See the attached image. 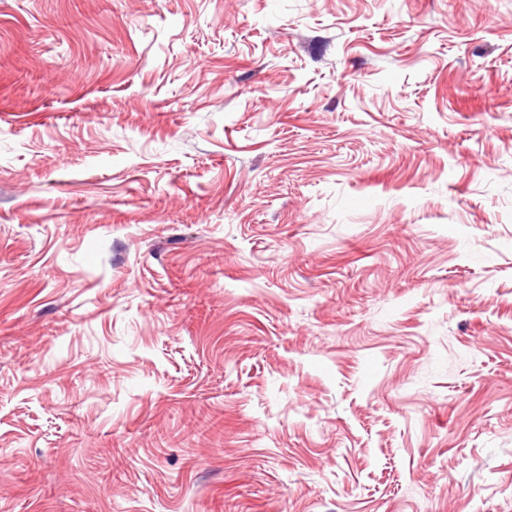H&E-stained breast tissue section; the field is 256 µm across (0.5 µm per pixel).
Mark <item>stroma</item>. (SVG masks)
Returning <instances> with one entry per match:
<instances>
[{"mask_svg": "<svg viewBox=\"0 0 512 512\" xmlns=\"http://www.w3.org/2000/svg\"><path fill=\"white\" fill-rule=\"evenodd\" d=\"M0 512H512V0H0Z\"/></svg>", "mask_w": 512, "mask_h": 512, "instance_id": "35a3bbf8", "label": "stroma"}]
</instances>
